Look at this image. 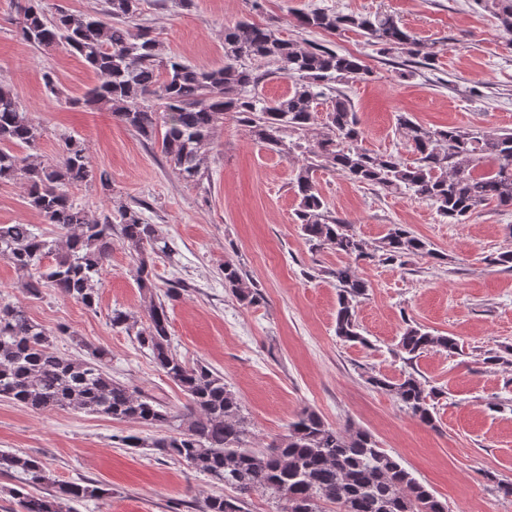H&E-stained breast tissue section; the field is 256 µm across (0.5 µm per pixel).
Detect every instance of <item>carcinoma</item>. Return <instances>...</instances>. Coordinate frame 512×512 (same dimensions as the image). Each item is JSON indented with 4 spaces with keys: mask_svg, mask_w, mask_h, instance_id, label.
I'll return each mask as SVG.
<instances>
[{
    "mask_svg": "<svg viewBox=\"0 0 512 512\" xmlns=\"http://www.w3.org/2000/svg\"><path fill=\"white\" fill-rule=\"evenodd\" d=\"M142 0H105L103 14L47 13L42 0L19 5V31L31 47L45 51L62 45L81 57L101 82L85 96L86 105L108 107L144 141L160 148L172 169L187 182L206 178L203 169L211 134L224 114L246 123L251 137L282 155L300 153L305 163L296 175V223L314 247L329 248L345 262L329 271L338 289L335 333L366 344L356 318L368 284L347 260L368 257L354 225L328 210L316 187L320 169L393 194L411 193L430 202L440 216L467 222L479 208L512 209V132L449 126L430 129L401 113L397 130L415 159L362 146L363 131L351 101L337 85L362 80L370 70L360 58L324 45L303 48L280 36L273 25L241 19L224 28V65L203 68L176 55L152 31L137 23ZM511 35L512 0H476ZM310 31L330 34L354 30L379 51L401 54L405 62L428 67L429 49L393 15L344 14L314 9L300 17ZM292 81L288 92L266 99L256 92L265 77ZM328 106L319 114L320 101ZM43 127L22 109L10 86L0 83V182L20 180L27 203L57 236L34 232L30 224H0V258L17 274L16 287L30 293L49 287L91 308L98 301L101 270L117 234L134 262V277L146 303V319L115 309L112 325L136 337L164 376L185 395L182 408L170 409L157 397L137 393L106 371L108 351L79 339L82 359L63 356L52 334L19 305L0 301V399L33 411L72 408L114 420L151 426L161 435L146 440L121 438L128 448H151L184 462L221 484L231 494L211 495L202 512H246L253 495L264 494L277 512H448L423 483L367 431L349 424L333 427L304 408L288 424V434L265 448L249 447V427L239 397L210 366L190 364L171 345L169 302L185 291L174 282L158 298L156 259L167 255L160 226L150 223L143 206L122 201L101 219L89 215L67 188L92 178L85 149L64 138L54 162L38 154ZM488 166L478 173L477 167ZM375 251L385 262L434 257L436 250L401 224H393ZM51 259L48 265L43 260ZM224 287L250 306L261 295L247 286L239 268L224 262ZM398 347L411 362L436 350L454 354L458 342L417 323L408 324ZM368 383L394 396L419 423L435 427V388L413 374L397 380L371 376ZM0 473L13 479L9 493L21 512H75L74 504L101 499L108 489L92 480L57 484L39 460L0 451Z\"/></svg>",
    "mask_w": 512,
    "mask_h": 512,
    "instance_id": "obj_1",
    "label": "carcinoma"
}]
</instances>
